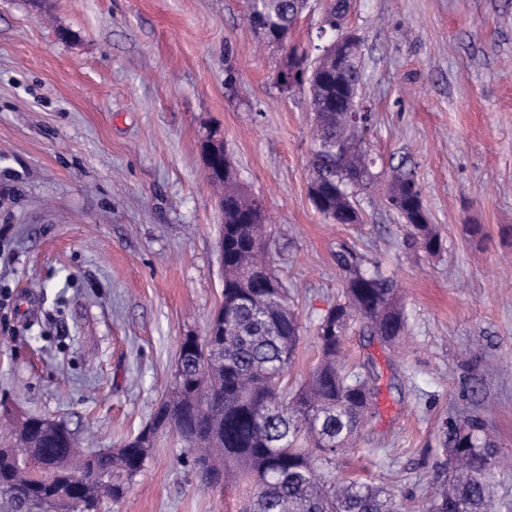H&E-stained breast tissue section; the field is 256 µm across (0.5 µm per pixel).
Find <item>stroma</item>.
<instances>
[{"mask_svg": "<svg viewBox=\"0 0 512 512\" xmlns=\"http://www.w3.org/2000/svg\"><path fill=\"white\" fill-rule=\"evenodd\" d=\"M246 0H0V405L64 421L93 449L149 422L184 336L223 299L220 188L202 138L224 140L262 206L271 266L303 340L343 299L336 253L394 277L409 334L390 346L354 320L344 363L371 364L378 414L336 460L426 512L441 429L466 411L496 452L492 512H512V0H351L360 97L375 115L374 183L353 190L362 229L309 196L307 90L283 93L282 55L244 20ZM68 39H61V32ZM412 172L444 249L403 243L382 204ZM161 437L102 512H224Z\"/></svg>", "mask_w": 512, "mask_h": 512, "instance_id": "obj_1", "label": "stroma"}]
</instances>
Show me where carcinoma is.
<instances>
[{
  "label": "carcinoma",
  "instance_id": "obj_1",
  "mask_svg": "<svg viewBox=\"0 0 512 512\" xmlns=\"http://www.w3.org/2000/svg\"><path fill=\"white\" fill-rule=\"evenodd\" d=\"M304 8L299 0H248V20L265 17L270 30L287 36ZM359 57L346 77L318 60L322 76L307 83L314 112L316 150L309 187L321 191L323 217L349 219L351 189L371 182L375 161L366 148L374 116L358 126L341 111L347 93L358 95ZM386 206L403 218L405 243L434 256L439 232L424 211L421 190L405 172L389 183ZM253 205L237 188L231 162L224 176V329L185 336L175 356L172 388L150 422L110 454H89L73 431L57 434L40 415L12 453L0 452V512H27L34 502L46 512L100 509L102 500L120 501L152 456L158 438L175 435L188 448L183 463L206 488L224 484L235 497L233 512H401L393 493L370 482L332 475L336 457L352 447L377 413L370 373L340 366L338 357L352 313L365 319L372 336L390 343L405 335L407 316L396 300L395 283L350 249L336 253L345 273V302L321 318L317 338L321 359L308 378L293 387L287 372L299 346L301 325L288 288L271 269L266 245H254V225L239 223ZM481 423L466 415L445 421L443 452L449 455L443 488L428 512H489L491 443ZM57 457L48 473H28L30 458Z\"/></svg>",
  "mask_w": 512,
  "mask_h": 512
}]
</instances>
